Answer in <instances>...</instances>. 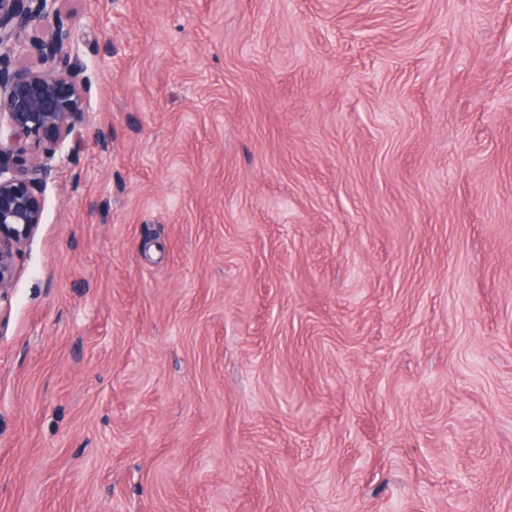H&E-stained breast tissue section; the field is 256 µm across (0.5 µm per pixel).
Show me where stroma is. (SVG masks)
Instances as JSON below:
<instances>
[{
    "label": "stroma",
    "mask_w": 512,
    "mask_h": 512,
    "mask_svg": "<svg viewBox=\"0 0 512 512\" xmlns=\"http://www.w3.org/2000/svg\"><path fill=\"white\" fill-rule=\"evenodd\" d=\"M62 13L0 512H512V0Z\"/></svg>",
    "instance_id": "obj_1"
}]
</instances>
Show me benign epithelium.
I'll list each match as a JSON object with an SVG mask.
<instances>
[{
    "label": "benign epithelium",
    "mask_w": 512,
    "mask_h": 512,
    "mask_svg": "<svg viewBox=\"0 0 512 512\" xmlns=\"http://www.w3.org/2000/svg\"><path fill=\"white\" fill-rule=\"evenodd\" d=\"M60 0H0V292L10 287L21 246L41 223L39 186L73 133L88 85L76 80L77 51ZM28 140L49 143L46 156L21 161Z\"/></svg>",
    "instance_id": "benign-epithelium-1"
}]
</instances>
